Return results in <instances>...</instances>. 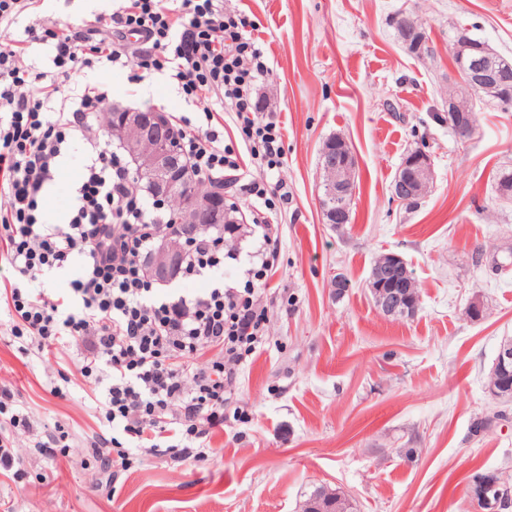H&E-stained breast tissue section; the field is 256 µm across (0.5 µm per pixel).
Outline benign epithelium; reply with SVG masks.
<instances>
[{
    "instance_id": "7a95c632",
    "label": "benign epithelium",
    "mask_w": 512,
    "mask_h": 512,
    "mask_svg": "<svg viewBox=\"0 0 512 512\" xmlns=\"http://www.w3.org/2000/svg\"><path fill=\"white\" fill-rule=\"evenodd\" d=\"M398 20L403 26L407 42L419 43L421 30L414 16L400 12ZM452 52L466 59L463 72V86L495 89L502 96L512 91V74L503 67L491 66L481 50L473 48L469 42L459 40L452 46ZM114 133L120 137L122 145L135 164L138 180L155 199L166 200L169 196L184 192L193 184V174L187 160L179 149L170 143L168 116L164 112H143L133 109H114ZM437 120L448 126L458 141L470 139L474 126L469 113L460 102L458 92L448 95L446 111L437 113ZM323 185L331 197L338 198L333 207H323V217L327 224H345L348 221L347 207L343 199L353 194L350 178L353 168L346 142L338 138L321 150ZM432 168L429 155H414L400 167L391 184L394 200L408 204L421 197L430 187ZM177 223L194 228L224 223V189L214 188L206 193L188 195L185 208ZM188 243L183 237L163 242L145 264L146 275L159 283L174 278ZM406 264L402 257L388 253L373 267L368 287L376 297V305L383 315L397 317L408 309L416 308L411 291L415 284L405 273ZM512 373V342H503L498 348L491 369L492 381L488 384L491 399L501 396V377ZM493 493L496 502L493 510L512 504V484L494 475L489 480H472L470 486ZM336 492L324 487L319 497L301 506L300 512H335Z\"/></svg>"
}]
</instances>
